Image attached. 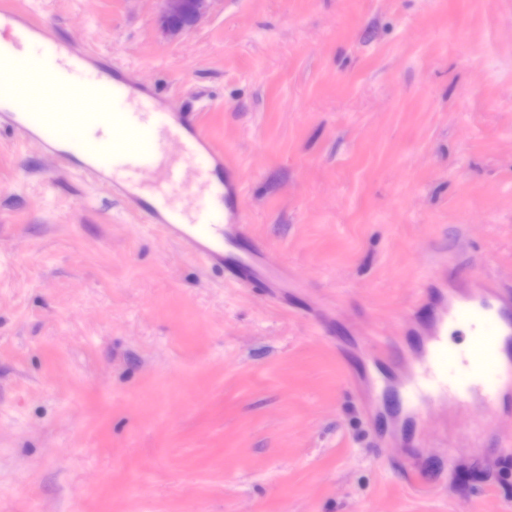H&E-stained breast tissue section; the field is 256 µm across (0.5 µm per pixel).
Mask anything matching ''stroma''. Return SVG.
Returning a JSON list of instances; mask_svg holds the SVG:
<instances>
[{
	"mask_svg": "<svg viewBox=\"0 0 512 512\" xmlns=\"http://www.w3.org/2000/svg\"><path fill=\"white\" fill-rule=\"evenodd\" d=\"M198 112L245 174L225 276L0 126V512H512V426L372 394L423 286L512 289V0H15ZM395 336L383 365L363 341ZM211 0H163L162 21L164 28L176 32L194 27L205 14ZM183 19L186 23L175 26L176 20Z\"/></svg>",
	"mask_w": 512,
	"mask_h": 512,
	"instance_id": "35a3bbf8",
	"label": "stroma"
}]
</instances>
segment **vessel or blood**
Instances as JSON below:
<instances>
[{
  "instance_id": "obj_1",
  "label": "vessel or blood",
  "mask_w": 512,
  "mask_h": 512,
  "mask_svg": "<svg viewBox=\"0 0 512 512\" xmlns=\"http://www.w3.org/2000/svg\"><path fill=\"white\" fill-rule=\"evenodd\" d=\"M0 104L22 138L69 160V140L86 156L85 173L106 179L129 201L151 197L143 215L190 251L223 264L232 277L253 278L249 259L235 255L247 235L243 175L221 159L196 113L162 106L146 86L114 78L83 52L54 37L46 24L23 17L0 0ZM179 143L172 152L171 143ZM498 290H458L439 296L419 354L397 384L376 378L378 391L395 388L409 413L426 398L458 410H499L512 401V306ZM461 325L490 340L491 362L473 366L471 346H452L448 330Z\"/></svg>"
}]
</instances>
